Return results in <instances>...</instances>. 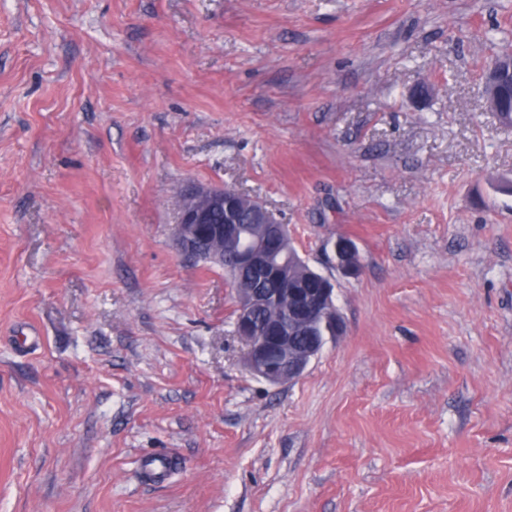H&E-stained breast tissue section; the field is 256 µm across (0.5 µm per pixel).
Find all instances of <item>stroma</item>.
Instances as JSON below:
<instances>
[{
  "mask_svg": "<svg viewBox=\"0 0 512 512\" xmlns=\"http://www.w3.org/2000/svg\"><path fill=\"white\" fill-rule=\"evenodd\" d=\"M505 51L512 0H0V512H512ZM192 184L334 284L300 379L177 254ZM509 67L512 72V54L509 56L497 57L488 63L482 76V94L491 112H495L501 123L505 126H512V106L507 107L508 90L503 85L500 75ZM505 71L503 79L506 84L512 86V73ZM500 112H511L509 118Z\"/></svg>",
  "mask_w": 512,
  "mask_h": 512,
  "instance_id": "stroma-1",
  "label": "stroma"
}]
</instances>
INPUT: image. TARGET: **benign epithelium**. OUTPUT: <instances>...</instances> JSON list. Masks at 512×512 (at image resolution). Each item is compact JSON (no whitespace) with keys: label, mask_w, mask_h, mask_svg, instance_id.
I'll return each mask as SVG.
<instances>
[{"label":"benign epithelium","mask_w":512,"mask_h":512,"mask_svg":"<svg viewBox=\"0 0 512 512\" xmlns=\"http://www.w3.org/2000/svg\"><path fill=\"white\" fill-rule=\"evenodd\" d=\"M512 71V54L501 56L488 63L482 76V94L490 111L498 114L505 126H512V108L507 107L508 90L500 75L505 70ZM198 199L192 210L179 212L174 226L173 240L181 256L188 255L194 241L203 236H214L226 241L233 248L238 265L260 271L272 279L283 277L286 262L278 261V248L285 235L286 225L263 203L252 200L256 221L263 227V240L249 248H239L241 230L230 210V200L238 191L226 187L198 186L188 190ZM226 211V223L222 228H209V220L214 211ZM336 268L351 269L350 258L355 253L353 243L339 237L332 246ZM291 304L272 323L267 334H254L252 313L261 305L271 301L275 294L260 295L251 292L237 298L235 334L246 347L245 366L255 377L271 384L280 385L292 382L303 375L311 361L317 358L324 345V338L311 336L305 347L299 348L292 342L291 327L297 320L315 323L320 319L336 326L338 334L344 332V320L334 300V288L327 279H322V288L311 296L303 297L298 291L287 288Z\"/></svg>","instance_id":"1"}]
</instances>
